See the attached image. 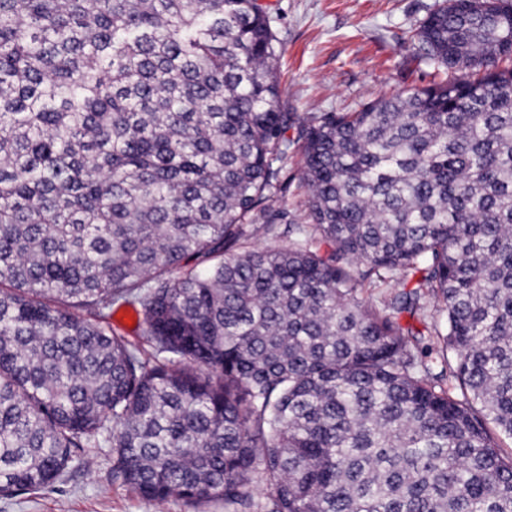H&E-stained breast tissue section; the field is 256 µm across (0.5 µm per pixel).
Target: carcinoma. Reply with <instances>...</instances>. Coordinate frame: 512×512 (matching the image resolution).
Here are the masks:
<instances>
[{
	"label": "carcinoma",
	"mask_w": 512,
	"mask_h": 512,
	"mask_svg": "<svg viewBox=\"0 0 512 512\" xmlns=\"http://www.w3.org/2000/svg\"><path fill=\"white\" fill-rule=\"evenodd\" d=\"M413 37L431 84L295 118L259 0H0L1 498L110 448L149 502L512 512V0ZM300 154L289 153L288 162L283 170V186L275 196L271 198L269 204L275 208L288 212V224L280 223L277 225V231L280 233L278 237L264 233L262 224H257L259 230L256 232L252 241L265 246H287L288 234L285 232L289 223L307 224V199L308 193L306 188L299 180ZM283 232H285L283 234ZM112 328L131 341L143 342V330L138 325V316L131 307H121L112 315Z\"/></svg>",
	"instance_id": "carcinoma-1"
}]
</instances>
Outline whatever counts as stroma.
I'll list each match as a JSON object with an SVG mask.
<instances>
[{"instance_id":"35a3bbf8","label":"stroma","mask_w":512,"mask_h":512,"mask_svg":"<svg viewBox=\"0 0 512 512\" xmlns=\"http://www.w3.org/2000/svg\"><path fill=\"white\" fill-rule=\"evenodd\" d=\"M282 42L278 69L289 111L344 112L378 97L428 85L433 68L411 42L409 30L435 0H261ZM300 156L292 153L283 186L270 200L286 211L287 223L307 221L306 188L299 180ZM277 235L257 231L255 243L284 246ZM91 468L69 472L64 481L34 495L0 498V512H224L220 502L192 507L180 500L158 505L130 492L112 477L106 450Z\"/></svg>"}]
</instances>
